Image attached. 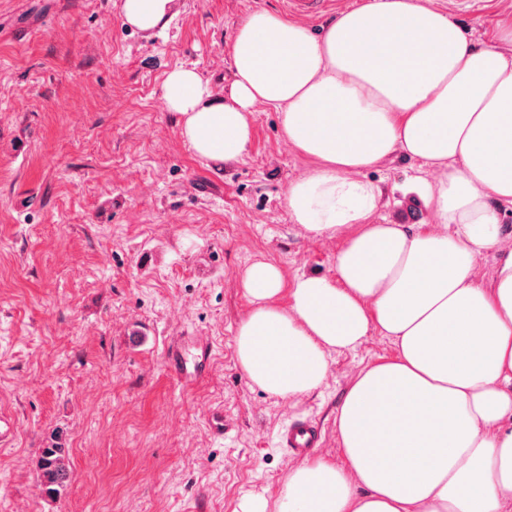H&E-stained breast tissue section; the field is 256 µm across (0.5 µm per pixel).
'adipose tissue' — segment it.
I'll return each instance as SVG.
<instances>
[{
    "label": "adipose tissue",
    "mask_w": 512,
    "mask_h": 512,
    "mask_svg": "<svg viewBox=\"0 0 512 512\" xmlns=\"http://www.w3.org/2000/svg\"><path fill=\"white\" fill-rule=\"evenodd\" d=\"M173 0H123L121 22L167 28ZM224 98L194 67L164 81L195 156L235 161L256 105L315 166L288 188L292 221L344 236L336 274L247 267L250 305L235 336L247 380L290 398L322 386L331 352L371 329L395 348L367 365L336 411L345 461L292 470L277 512H504L512 502V56L473 45L418 0H366L321 35L262 9L238 27ZM402 154L442 167L419 192L434 225L374 224L377 186L361 174ZM501 253L490 282L477 258ZM289 293V307L278 298Z\"/></svg>",
    "instance_id": "adipose-tissue-1"
}]
</instances>
